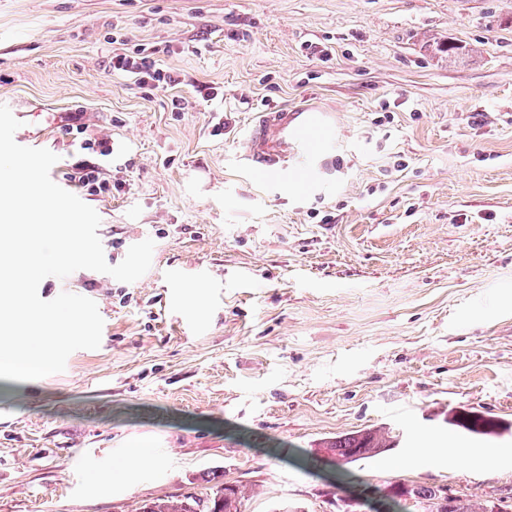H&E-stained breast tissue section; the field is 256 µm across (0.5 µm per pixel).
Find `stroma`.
<instances>
[{
  "label": "stroma",
  "mask_w": 512,
  "mask_h": 512,
  "mask_svg": "<svg viewBox=\"0 0 512 512\" xmlns=\"http://www.w3.org/2000/svg\"><path fill=\"white\" fill-rule=\"evenodd\" d=\"M140 48L181 83L109 73ZM305 102L336 114L324 173L247 172L251 119ZM0 104L66 190L71 113L109 139L115 191L78 193L105 258L155 243L135 282H41L95 300L102 340L0 391V512H139L215 478L241 512H368L394 482L512 505V0H0ZM380 426L398 448L306 456ZM136 444L154 466L93 482ZM461 426L472 433L495 434L500 427L498 421L490 416L481 413L467 412L460 418Z\"/></svg>",
  "instance_id": "obj_1"
}]
</instances>
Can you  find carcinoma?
<instances>
[{
	"instance_id": "1",
	"label": "carcinoma",
	"mask_w": 512,
	"mask_h": 512,
	"mask_svg": "<svg viewBox=\"0 0 512 512\" xmlns=\"http://www.w3.org/2000/svg\"><path fill=\"white\" fill-rule=\"evenodd\" d=\"M461 426L472 433L495 434L500 427L498 421L481 413L468 412L460 418ZM393 430L381 426L327 438L309 450L313 460L323 466L334 468L374 458L396 447L397 438ZM438 487L415 486L411 489V500L424 509L434 505L439 498ZM246 497L244 486L222 482L213 487L205 497L192 493L159 498L140 507V512H240L238 505Z\"/></svg>"
}]
</instances>
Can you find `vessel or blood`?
Returning <instances> with one entry per match:
<instances>
[{"label": "vessel or blood", "instance_id": "1", "mask_svg": "<svg viewBox=\"0 0 512 512\" xmlns=\"http://www.w3.org/2000/svg\"><path fill=\"white\" fill-rule=\"evenodd\" d=\"M335 141V113L278 105L257 113L252 120L242 159L257 175L291 171L314 177Z\"/></svg>", "mask_w": 512, "mask_h": 512}]
</instances>
